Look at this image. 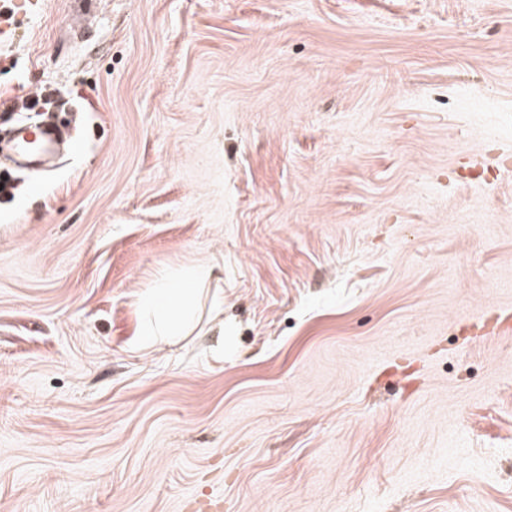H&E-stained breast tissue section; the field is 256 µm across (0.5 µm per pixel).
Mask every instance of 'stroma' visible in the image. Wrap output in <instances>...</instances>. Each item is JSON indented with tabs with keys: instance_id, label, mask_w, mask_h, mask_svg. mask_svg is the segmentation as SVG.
<instances>
[{
	"instance_id": "35a3bbf8",
	"label": "stroma",
	"mask_w": 512,
	"mask_h": 512,
	"mask_svg": "<svg viewBox=\"0 0 512 512\" xmlns=\"http://www.w3.org/2000/svg\"><path fill=\"white\" fill-rule=\"evenodd\" d=\"M1 16L81 149L0 193V512H512V0ZM214 276V266L200 265L179 275L173 281H164L148 292L141 300L144 316L142 344L154 346L192 333L191 312L200 288Z\"/></svg>"
}]
</instances>
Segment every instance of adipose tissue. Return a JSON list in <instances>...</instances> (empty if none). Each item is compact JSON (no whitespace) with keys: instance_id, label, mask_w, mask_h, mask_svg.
Masks as SVG:
<instances>
[{"instance_id":"obj_1","label":"adipose tissue","mask_w":512,"mask_h":512,"mask_svg":"<svg viewBox=\"0 0 512 512\" xmlns=\"http://www.w3.org/2000/svg\"><path fill=\"white\" fill-rule=\"evenodd\" d=\"M213 278V266L200 265L149 289L141 300L143 344L153 346L190 335L191 312L199 291Z\"/></svg>"}]
</instances>
